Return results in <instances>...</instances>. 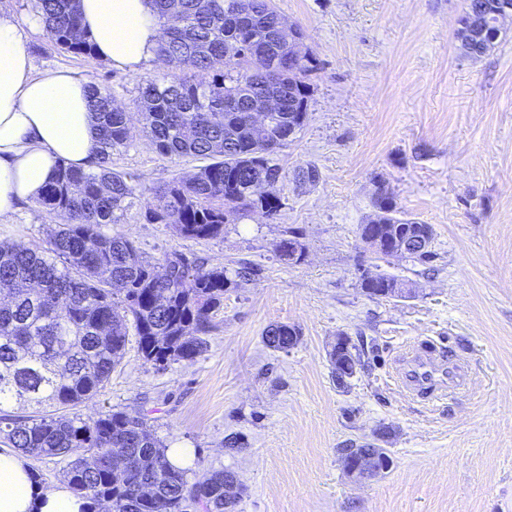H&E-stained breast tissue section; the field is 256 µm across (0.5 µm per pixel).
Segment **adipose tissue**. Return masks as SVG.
I'll return each mask as SVG.
<instances>
[{
  "label": "adipose tissue",
  "instance_id": "1",
  "mask_svg": "<svg viewBox=\"0 0 512 512\" xmlns=\"http://www.w3.org/2000/svg\"><path fill=\"white\" fill-rule=\"evenodd\" d=\"M95 53L135 72L156 58L163 22L151 0H79ZM96 121L87 78L70 69L34 73L17 20L0 11V217L33 203L60 164L91 168ZM66 486L37 482L28 459L0 452V512H89Z\"/></svg>",
  "mask_w": 512,
  "mask_h": 512
}]
</instances>
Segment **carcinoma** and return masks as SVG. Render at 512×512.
Instances as JSON below:
<instances>
[{"mask_svg":"<svg viewBox=\"0 0 512 512\" xmlns=\"http://www.w3.org/2000/svg\"><path fill=\"white\" fill-rule=\"evenodd\" d=\"M55 46L94 55L81 25L77 0H29ZM160 18H175L158 54L170 70L142 80L140 99L151 146L170 160L205 161L193 175L175 177L145 193L137 178L112 168V155L130 144L129 119L109 89L90 85L98 120L97 169L62 166L37 204L64 219L47 246L0 247V444L65 463L71 490L103 512H234L241 494L229 471H206L189 480L167 458V448L136 409L98 412L89 421L78 407L97 397L135 340L144 364L158 370L193 363L207 350L206 335L224 309V293L254 275L243 266L230 276L178 251L145 256L127 237L107 231L144 209L150 224H172L188 240L224 234V225L251 213L276 216L281 199L257 194L283 178L272 155L307 115L314 68L303 33L279 36L281 17L272 0H152ZM497 0H465L456 34L461 50L480 57L496 42L483 35L498 26ZM224 69L214 70L218 60ZM190 69L199 79L188 80ZM268 98L276 110L263 125L249 120ZM374 213L358 235L386 239L414 235L427 225L401 211L381 186ZM277 251L302 259L294 234ZM398 278L365 275L369 298H392ZM300 330L273 324L263 340L276 350L300 341ZM353 341L327 352L336 382L354 371Z\"/></svg>","mask_w":512,"mask_h":512,"instance_id":"cac0c4a2","label":"carcinoma"}]
</instances>
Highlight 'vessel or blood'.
I'll list each match as a JSON object with an SVG mask.
<instances>
[{"label":"vessel or blood","instance_id":"obj_1","mask_svg":"<svg viewBox=\"0 0 512 512\" xmlns=\"http://www.w3.org/2000/svg\"><path fill=\"white\" fill-rule=\"evenodd\" d=\"M467 372L455 362L437 357L427 343H419L401 359L395 375L407 397L428 401L465 385Z\"/></svg>","mask_w":512,"mask_h":512}]
</instances>
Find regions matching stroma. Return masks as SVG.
Returning a JSON list of instances; mask_svg holds the SVG:
<instances>
[{"label":"stroma","instance_id":"stroma-1","mask_svg":"<svg viewBox=\"0 0 512 512\" xmlns=\"http://www.w3.org/2000/svg\"><path fill=\"white\" fill-rule=\"evenodd\" d=\"M464 2L273 0L316 58L306 120L274 157L285 173L279 216L251 215L200 243L135 213L111 227L154 258L178 250L258 274L225 293L194 363L158 371L128 346L83 417L143 410L167 447L189 449L188 477L236 475V512H512V19L494 50L465 56L455 40ZM26 41L35 71H78L128 112L134 129L114 169L144 188L195 172L194 160L158 155L143 131L138 85L166 72L161 60L133 74L60 52L40 31ZM309 163L320 179L304 185L296 172ZM379 186L432 226V265L382 259L361 242ZM56 225L21 207L0 220V245L45 243ZM289 231L304 246L298 264L275 251ZM365 273L405 279L415 293L369 299ZM272 323L298 326L300 342L267 348ZM341 332L368 346L344 388L326 357ZM424 340L468 362L469 393L425 407L397 389L399 357ZM234 434L242 451L224 446ZM370 444L388 449L391 467L351 481L338 449Z\"/></svg>","mask_w":512,"mask_h":512}]
</instances>
